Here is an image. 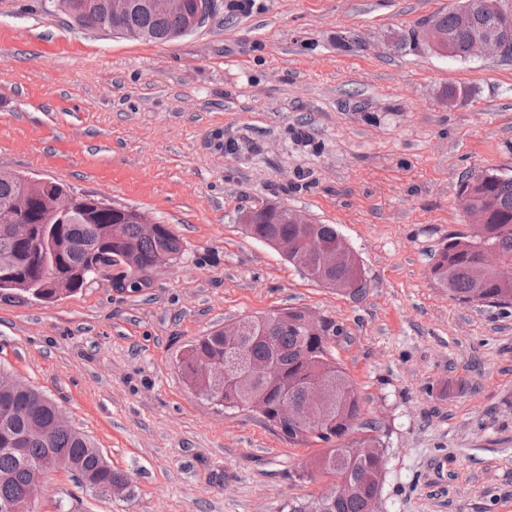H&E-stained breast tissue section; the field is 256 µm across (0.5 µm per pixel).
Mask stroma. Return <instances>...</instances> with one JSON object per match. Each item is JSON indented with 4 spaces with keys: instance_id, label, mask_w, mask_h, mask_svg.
I'll return each instance as SVG.
<instances>
[{
    "instance_id": "1",
    "label": "stroma",
    "mask_w": 512,
    "mask_h": 512,
    "mask_svg": "<svg viewBox=\"0 0 512 512\" xmlns=\"http://www.w3.org/2000/svg\"><path fill=\"white\" fill-rule=\"evenodd\" d=\"M461 0H218L167 43L83 29L56 0H0V172L49 178L170 225L183 252L141 289L0 294V370L42 391L130 487L64 473L38 512H288L325 492L313 448L197 395L178 359L224 323L295 308L385 447L378 512H512V306L432 278L472 234L463 175L512 176V58L460 61L420 32ZM467 88L444 103L445 87ZM278 202L335 225L366 292L305 278L239 222Z\"/></svg>"
}]
</instances>
